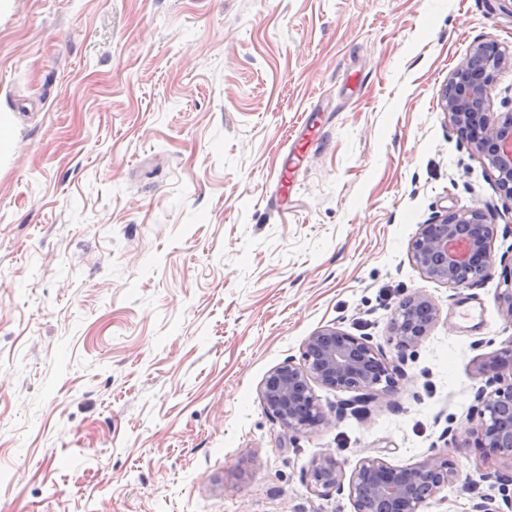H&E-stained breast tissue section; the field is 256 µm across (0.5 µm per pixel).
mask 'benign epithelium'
Here are the masks:
<instances>
[{"mask_svg": "<svg viewBox=\"0 0 512 512\" xmlns=\"http://www.w3.org/2000/svg\"><path fill=\"white\" fill-rule=\"evenodd\" d=\"M512 68L493 40L476 44L448 77L440 108L455 128L470 124L475 136L468 149L496 172L498 192L512 200V111L495 116L488 110L497 72ZM498 233L494 215L483 208L446 213L423 224L411 238L408 254L427 278L450 288L474 286L492 276L491 244ZM498 303L512 321V272ZM440 310L430 297L412 293L400 300L390 320L394 354L387 356L367 336L326 327L309 336L300 360H288L265 379L261 400L266 410L290 433L328 427L346 406L329 412L317 403L314 386L359 392L354 402L389 396L404 379L407 353L429 335ZM475 375L486 379L474 395V409L465 433L475 445L512 460V340L478 360ZM307 482L319 496L348 492L353 512H424L459 472L434 454L410 467H396L380 457L358 460L346 474L333 455L312 461Z\"/></svg>", "mask_w": 512, "mask_h": 512, "instance_id": "1", "label": "benign epithelium"}]
</instances>
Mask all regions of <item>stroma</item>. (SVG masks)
Returning <instances> with one entry per match:
<instances>
[{
  "mask_svg": "<svg viewBox=\"0 0 512 512\" xmlns=\"http://www.w3.org/2000/svg\"><path fill=\"white\" fill-rule=\"evenodd\" d=\"M502 0H9L0 11V512H353L304 475L439 454L512 500L463 433L512 201L440 108ZM502 225L491 278L424 277L445 212ZM440 317L397 392L288 434L267 375L338 327L390 349L397 303ZM456 432L449 442L448 432ZM306 478L319 496H329L333 491L341 494L345 490L346 473L333 455L313 460Z\"/></svg>",
  "mask_w": 512,
  "mask_h": 512,
  "instance_id": "stroma-1",
  "label": "stroma"
}]
</instances>
